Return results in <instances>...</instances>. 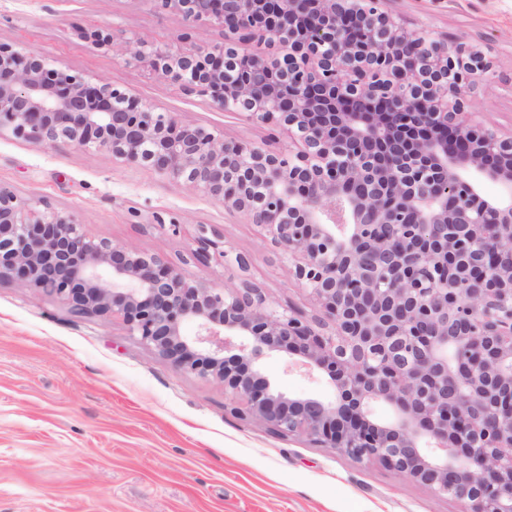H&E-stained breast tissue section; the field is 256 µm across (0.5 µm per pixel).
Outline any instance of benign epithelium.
<instances>
[{"label": "benign epithelium", "instance_id": "benign-epithelium-1", "mask_svg": "<svg viewBox=\"0 0 512 512\" xmlns=\"http://www.w3.org/2000/svg\"><path fill=\"white\" fill-rule=\"evenodd\" d=\"M160 2L222 27L224 45L202 57L133 47L132 57H152L163 78L222 109L287 128L296 150L225 140L2 44L0 133L92 148L203 190L264 231L316 313L275 304L246 279L189 281L2 187L0 281L121 318L276 432L378 461L462 512H512V136L472 103L492 62L461 38L407 30L381 0ZM487 181L500 196L483 195ZM219 239L199 225L193 257L205 265L217 251L247 271L248 257ZM279 351L327 375L334 397L278 391L259 363ZM377 402L394 418H376Z\"/></svg>", "mask_w": 512, "mask_h": 512}]
</instances>
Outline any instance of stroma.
Masks as SVG:
<instances>
[{
	"mask_svg": "<svg viewBox=\"0 0 512 512\" xmlns=\"http://www.w3.org/2000/svg\"><path fill=\"white\" fill-rule=\"evenodd\" d=\"M381 9L430 37H462L495 63L475 111L512 132V0H382ZM101 31L110 44L89 34ZM0 43L45 53L91 81H107L155 112L171 113L249 147L288 150L286 132L209 94L163 78L126 44L199 55L224 43L216 24L186 23L159 0H0ZM0 186L39 210L65 212L89 238L134 247L216 288L248 279L270 301L313 312L259 227L203 191L95 150L0 134ZM181 225L180 235L168 227ZM251 260L247 272L189 257L197 225ZM262 370L290 396L333 398L326 381ZM378 463L307 437L273 432L234 412L218 380L177 371L117 318L75 313L62 299L0 282V512H461Z\"/></svg>",
	"mask_w": 512,
	"mask_h": 512,
	"instance_id": "35a3bbf8",
	"label": "stroma"
}]
</instances>
